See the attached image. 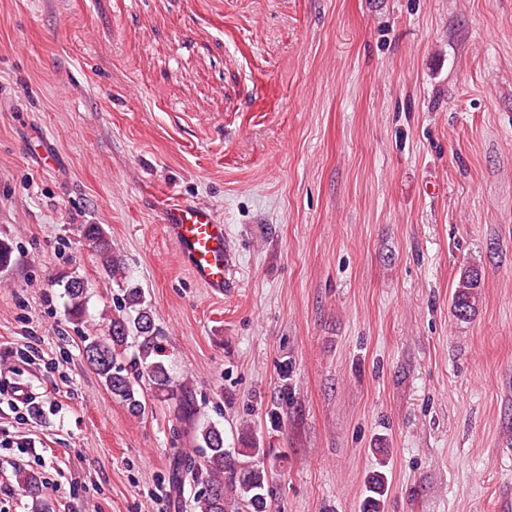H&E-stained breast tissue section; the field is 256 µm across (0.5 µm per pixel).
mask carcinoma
<instances>
[{
	"label": "carcinoma",
	"instance_id": "obj_1",
	"mask_svg": "<svg viewBox=\"0 0 512 512\" xmlns=\"http://www.w3.org/2000/svg\"><path fill=\"white\" fill-rule=\"evenodd\" d=\"M82 237L94 243L93 251L103 270L118 280L124 274L122 256L112 248L101 225L85 224ZM69 297L71 320L85 317L87 286L78 277L63 283ZM482 288V273L472 265L461 271L452 296L451 310L459 320L475 312ZM106 323L98 336L83 337L82 356L112 394L134 417L146 413L145 392L168 403L170 412L188 436L194 453L177 452L171 460L169 485L177 508L189 512H268L270 472L265 458L270 449L261 448L252 431L241 429L240 447L224 445V430L200 419V408L192 386L169 373L159 359V338L142 289L130 287L116 297L112 315H103ZM367 481L363 512H382L388 487L384 468ZM15 479L35 502L36 512H54L53 504L41 497L40 479L33 470L20 469Z\"/></svg>",
	"mask_w": 512,
	"mask_h": 512
}]
</instances>
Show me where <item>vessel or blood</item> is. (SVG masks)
I'll return each mask as SVG.
<instances>
[{"label": "vessel or blood", "mask_w": 512, "mask_h": 512, "mask_svg": "<svg viewBox=\"0 0 512 512\" xmlns=\"http://www.w3.org/2000/svg\"><path fill=\"white\" fill-rule=\"evenodd\" d=\"M164 227L187 256L195 279L214 295H223L232 285L228 269L233 262L223 220L209 207L182 201L166 207Z\"/></svg>", "instance_id": "vessel-or-blood-1"}]
</instances>
